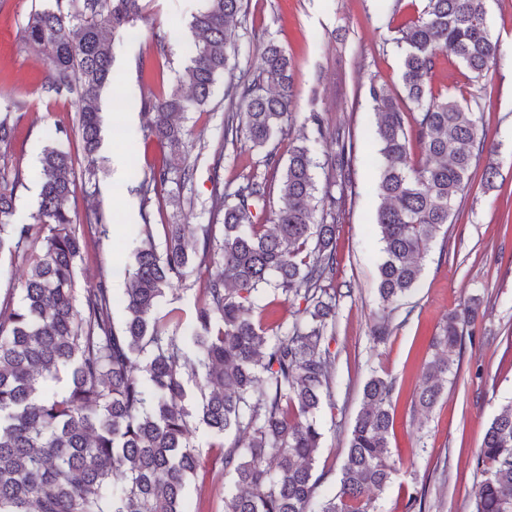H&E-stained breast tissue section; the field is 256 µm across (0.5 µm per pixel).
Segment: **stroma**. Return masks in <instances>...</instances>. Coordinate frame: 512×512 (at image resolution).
<instances>
[{
    "label": "stroma",
    "mask_w": 512,
    "mask_h": 512,
    "mask_svg": "<svg viewBox=\"0 0 512 512\" xmlns=\"http://www.w3.org/2000/svg\"><path fill=\"white\" fill-rule=\"evenodd\" d=\"M41 3L0 0V109L18 110L20 116L15 139L0 144V170L24 175L10 218L14 224L33 221L40 190L33 174L47 132L58 126L72 132L77 123L74 95L44 91V57L21 39L28 14ZM423 6L424 0H245L235 63L238 72L255 75L265 43L278 42L291 60L293 111L322 112L329 126L340 127L356 146L350 170L354 194L336 233L338 298L330 341L335 385L320 414L324 437L315 474L324 488L337 484L363 386L377 374L395 383L390 447L401 465L377 495L376 512H408L413 493L422 494L425 512H473L482 479L473 458L490 422L512 400V224L505 222L512 213V0H485L500 59L482 79L451 56L440 57L432 73L434 92L480 103L488 141L497 151L480 157L459 214L437 233L417 287L389 316L391 336L377 344L370 328L381 315L375 293L381 201L372 191L376 116L369 87L375 83L402 95L396 28ZM198 7L199 0H147L132 32L112 40L113 81L102 94L104 169L94 185L76 178L69 200L71 212L80 216L100 206L107 222L85 231L89 244L76 266V295L98 281L101 269L133 264L142 212H149L159 244L164 225L207 223L209 159L216 148L224 150V181L230 187L253 173L272 174L261 163L262 151L244 143L221 147L227 103L220 83L203 108L185 115L195 141L188 158L163 155L143 136L140 100L169 92L187 65L189 52L180 36ZM119 99L126 107L117 111L113 104ZM186 161L195 165L192 184L182 190L167 184L142 205L135 188L145 174ZM490 164L498 168L493 189L481 176ZM467 304L477 305L478 314L466 329L459 368L433 409L419 410L414 400L422 369L434 354L432 340L448 313ZM214 441L208 428L197 426L192 443L202 464L187 496L201 512H224V479L212 464Z\"/></svg>",
    "instance_id": "35a3bbf8"
}]
</instances>
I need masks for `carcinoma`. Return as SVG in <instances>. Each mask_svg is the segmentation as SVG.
Here are the masks:
<instances>
[{"label": "carcinoma", "instance_id": "1", "mask_svg": "<svg viewBox=\"0 0 512 512\" xmlns=\"http://www.w3.org/2000/svg\"><path fill=\"white\" fill-rule=\"evenodd\" d=\"M189 30L191 56L180 88L141 99L146 137L171 155L186 152L192 133L182 115L207 103L218 77L229 73L224 145L211 156V223L164 225V246L149 215L136 240L134 264L116 295L108 272L74 301L84 233L68 206L74 159L62 146L64 128L48 133L40 168L34 224H10L21 172L0 175V249H19L43 235L19 301L0 300V512H186V490L200 466L191 443L197 424L216 438L214 458L227 480L224 512H374V495L396 472L389 436L394 384L378 375L363 387L338 488L324 495L313 469L322 448L317 415L330 395L334 363L329 326L336 302L325 282L336 272V231L350 183L353 143L336 135L338 150L324 166L336 172L338 194L316 193L317 163L307 138L292 146L279 184L281 205L268 223L259 215L271 185L255 174L232 192L221 179L224 146L264 148L296 121L291 111L290 61L275 41L258 59L257 78L231 73L232 24L244 0H202ZM141 0H47L21 30L24 44L48 61L46 92L76 95L84 180H95L102 90L112 84L108 34L134 27ZM404 96L384 86L369 94L378 115L375 138L381 200L377 227L383 246L376 294L386 309L420 280L423 261L442 226L453 222L477 159L491 149L484 115L465 99L434 93L442 55L482 78L499 55L485 0H426L418 17L397 30ZM413 114L422 159H412L405 118ZM18 120L0 113V143ZM170 181L162 165L140 182L143 204ZM208 272L203 301L190 323L175 310L159 312L172 281L188 270ZM300 302L292 325L266 326L258 299ZM125 322H112L114 304ZM476 309L448 315L423 371L417 403L430 410L460 357L464 327ZM201 401L182 405L187 383ZM64 383L59 390L54 383ZM484 480L474 512H512V404L487 428L476 457Z\"/></svg>", "mask_w": 512, "mask_h": 512}]
</instances>
